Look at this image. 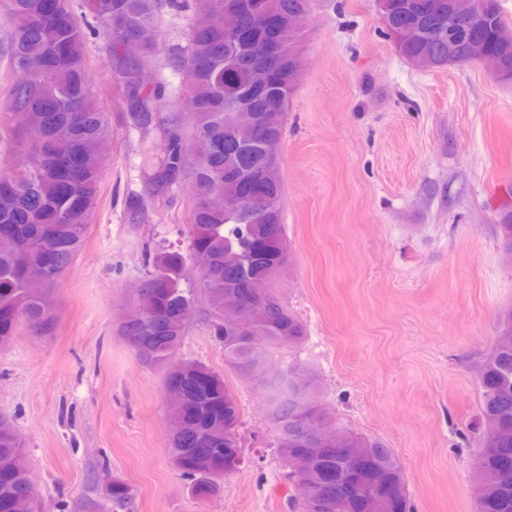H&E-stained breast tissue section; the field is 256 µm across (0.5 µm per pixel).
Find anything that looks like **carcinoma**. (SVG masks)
Segmentation results:
<instances>
[{
  "instance_id": "1",
  "label": "carcinoma",
  "mask_w": 512,
  "mask_h": 512,
  "mask_svg": "<svg viewBox=\"0 0 512 512\" xmlns=\"http://www.w3.org/2000/svg\"><path fill=\"white\" fill-rule=\"evenodd\" d=\"M485 5L489 27L482 34L487 49L496 51L494 27L506 22L499 0H434L432 13L423 0H384L385 34L413 21L422 41L398 45L409 61L426 54L431 68L448 66V43L433 40L436 26L448 22V8L465 12ZM312 0H83L107 39L116 61L115 79L126 89L132 126L145 132L164 123V137L155 158H147L150 199L171 194L183 180L194 179L201 194L190 200L186 223L192 252L205 259L198 277H184L186 258L177 250L147 255L154 272L142 282L138 310L126 317L123 336L149 365L167 369L166 378L201 371L206 383L200 395L170 408L174 427L170 453L181 476L190 481L192 495L208 499L219 494L225 476L236 471L234 454L242 448L243 416L224 378L200 362L175 360L176 349L196 304L209 305V331L224 349V363L261 396V409L275 423L277 455L288 464L294 493L289 507L298 512H361L356 500L329 498L347 484L359 486L375 512H412L406 495V475L394 451L383 442L343 431L341 448L313 450L309 470L293 469V461L310 450L305 426L298 420L300 401H316L313 371L301 361L288 365L289 376L266 382L260 369L277 346L300 347L307 339L304 325L279 302L272 285L288 263L283 224L282 186L275 153L281 142L289 101L299 84L290 61L303 52L304 30L285 24L277 32L284 64L261 97L253 96L261 63L260 47L242 41L262 14L296 18L309 15ZM192 12L187 39L166 49L165 68L180 77L172 87L176 114L161 120L158 107L168 81L147 67L160 49L164 13ZM6 22L11 32L4 46L15 78L5 103L14 125L9 135L16 153L13 169L0 174V344L12 338L19 322L49 333L54 327L49 289L79 252L101 191L102 145L112 139L109 113L96 103L87 80L84 30L69 0H7ZM134 38L138 54L123 51ZM213 57L210 69L193 72L191 62ZM52 102L55 111L44 104ZM252 107L258 121L248 124L240 111ZM28 128L41 138L28 141ZM77 154L79 177L61 179L54 162ZM265 185L264 199L248 209L231 204L243 178ZM51 246L59 254V271L43 268L41 252ZM243 265L251 287L262 299L258 345L242 337L232 305L233 288L224 272ZM482 425L477 512H512V310L499 317V333L490 355L477 367ZM207 433L224 445L217 464L199 469L182 452ZM32 487L24 448L13 426L0 420V512H30ZM106 491L112 507L125 509L132 489L114 479Z\"/></svg>"
}]
</instances>
